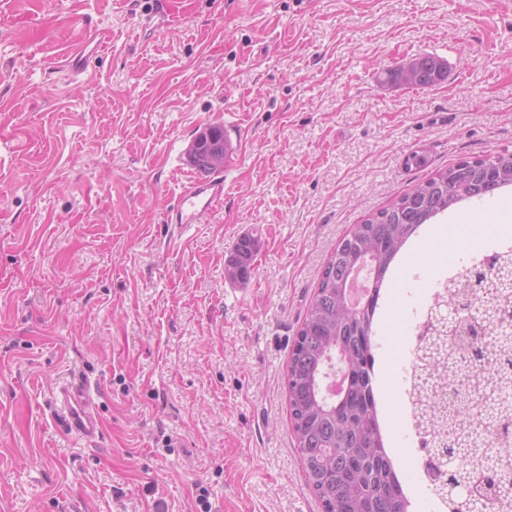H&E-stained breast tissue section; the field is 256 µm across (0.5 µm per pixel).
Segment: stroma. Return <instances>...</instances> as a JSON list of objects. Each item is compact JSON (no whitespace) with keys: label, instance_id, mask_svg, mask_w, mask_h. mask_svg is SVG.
Segmentation results:
<instances>
[{"label":"stroma","instance_id":"35a3bbf8","mask_svg":"<svg viewBox=\"0 0 512 512\" xmlns=\"http://www.w3.org/2000/svg\"><path fill=\"white\" fill-rule=\"evenodd\" d=\"M0 0V512H322L288 411V357L353 225L464 158L512 154V0ZM112 32L77 83L81 17ZM447 66L419 88L385 73ZM224 126V201L165 215ZM424 154L427 165L406 159ZM257 236L246 283L225 267ZM379 330L381 414L414 512L402 421L407 315L434 269L410 250ZM96 383L95 444L50 415ZM419 78L412 84L417 87H430L444 77V66L436 57L422 56L416 58Z\"/></svg>","mask_w":512,"mask_h":512}]
</instances>
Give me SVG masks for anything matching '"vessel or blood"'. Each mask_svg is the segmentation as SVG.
<instances>
[{"instance_id":"obj_1","label":"vessel or blood","mask_w":512,"mask_h":512,"mask_svg":"<svg viewBox=\"0 0 512 512\" xmlns=\"http://www.w3.org/2000/svg\"><path fill=\"white\" fill-rule=\"evenodd\" d=\"M111 40L109 30L87 22L83 25V37L66 59L64 66L73 78H81L86 72L88 48H104ZM224 200V175L215 172L195 177L184 184L173 207L167 214L168 223L178 229H186L199 223L201 218L214 212ZM51 405L68 433L87 443H95L102 434V420L90 382L84 378L64 381L54 393Z\"/></svg>"}]
</instances>
